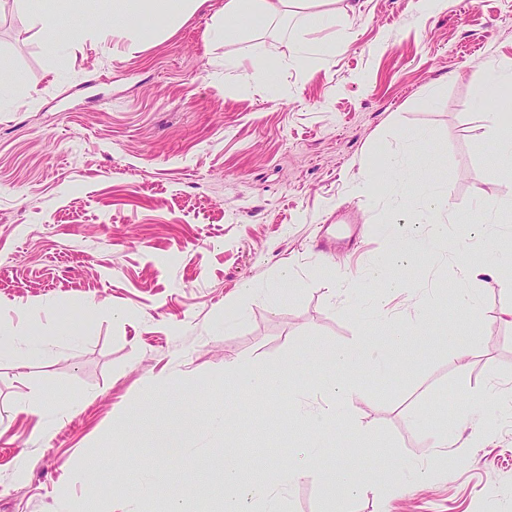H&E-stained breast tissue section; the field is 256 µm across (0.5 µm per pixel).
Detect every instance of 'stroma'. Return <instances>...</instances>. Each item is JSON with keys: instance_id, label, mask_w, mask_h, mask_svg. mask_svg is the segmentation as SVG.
Returning <instances> with one entry per match:
<instances>
[{"instance_id": "obj_1", "label": "stroma", "mask_w": 512, "mask_h": 512, "mask_svg": "<svg viewBox=\"0 0 512 512\" xmlns=\"http://www.w3.org/2000/svg\"><path fill=\"white\" fill-rule=\"evenodd\" d=\"M333 27L212 36L224 0H209L169 36L130 52L112 37V0H6L0 8V334L54 338L48 356L0 348V512H168L149 485L159 437L196 423L195 454L171 455L197 483L183 512H224L225 432L209 415L232 406L250 475L273 449L309 440L302 402L326 404L325 380L362 396L284 493L283 512H512V294L465 279L512 252V167L498 157L492 114L512 99L493 82L512 64V0H351ZM57 15L56 29L38 23ZM337 42L306 66L296 39ZM266 46L275 85L224 69ZM393 159L396 176L358 189ZM433 166L432 186L409 180ZM459 217L428 246V193ZM424 242L416 276L374 316L369 277L402 236ZM291 293L277 310L241 294L281 267ZM357 281L348 291L342 277ZM481 303L458 313L453 291ZM400 336L386 371H334L319 347H374ZM237 363L226 373V363ZM257 367L286 372L246 392ZM77 401L70 417L26 396ZM447 404L456 442L432 447L429 412ZM54 424L51 439L40 429ZM374 474L345 503L336 472ZM98 495L86 500V483Z\"/></svg>"}]
</instances>
